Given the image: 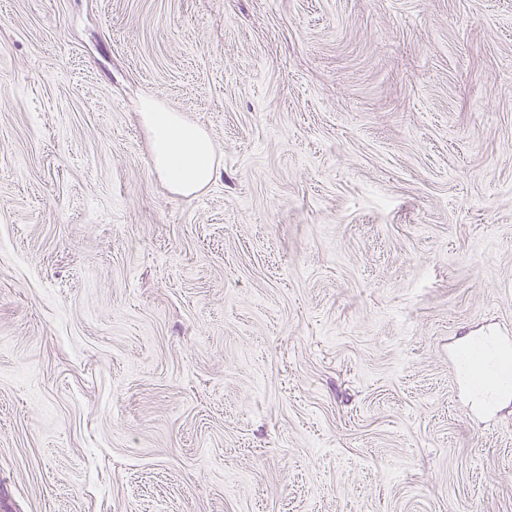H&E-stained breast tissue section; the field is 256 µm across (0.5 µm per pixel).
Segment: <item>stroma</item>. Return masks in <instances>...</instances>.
Wrapping results in <instances>:
<instances>
[{"label":"stroma","mask_w":512,"mask_h":512,"mask_svg":"<svg viewBox=\"0 0 512 512\" xmlns=\"http://www.w3.org/2000/svg\"><path fill=\"white\" fill-rule=\"evenodd\" d=\"M485 336L512 0H0V512H512ZM139 110L152 134L154 167L165 181L186 195L210 183L216 175L211 138L153 98H144ZM457 361L461 372L464 374L470 387L474 391L483 392L487 389L491 390L493 388L489 385V373L474 370L469 365L467 357L462 356L461 353H459Z\"/></svg>","instance_id":"obj_1"}]
</instances>
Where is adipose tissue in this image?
Here are the masks:
<instances>
[{
	"label": "adipose tissue",
	"instance_id": "obj_1",
	"mask_svg": "<svg viewBox=\"0 0 512 512\" xmlns=\"http://www.w3.org/2000/svg\"><path fill=\"white\" fill-rule=\"evenodd\" d=\"M140 113L152 134L154 167L170 186L188 195L212 181L216 168L210 137L153 98L141 101Z\"/></svg>",
	"mask_w": 512,
	"mask_h": 512
}]
</instances>
